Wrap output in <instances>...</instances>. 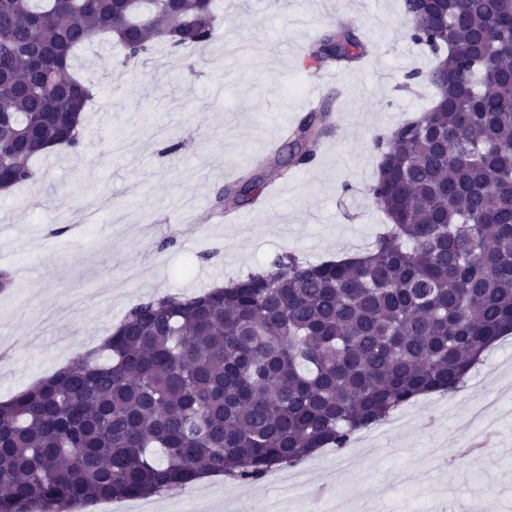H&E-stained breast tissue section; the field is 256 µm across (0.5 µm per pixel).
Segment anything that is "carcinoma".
I'll use <instances>...</instances> for the list:
<instances>
[{
	"label": "carcinoma",
	"mask_w": 512,
	"mask_h": 512,
	"mask_svg": "<svg viewBox=\"0 0 512 512\" xmlns=\"http://www.w3.org/2000/svg\"><path fill=\"white\" fill-rule=\"evenodd\" d=\"M411 40L434 65L415 120L378 137L369 194L389 220L368 251L267 270L195 295L132 306L101 348L0 403V512H77L89 502L169 494L204 473L255 482L416 397L452 393L512 332V0H448L416 14ZM111 35L138 62L216 36L214 0H0V191L33 159L79 144L89 94L75 50ZM366 44L350 27L309 49L320 66ZM324 113L310 111L272 157L226 184L217 206H249L314 162Z\"/></svg>",
	"instance_id": "obj_1"
}]
</instances>
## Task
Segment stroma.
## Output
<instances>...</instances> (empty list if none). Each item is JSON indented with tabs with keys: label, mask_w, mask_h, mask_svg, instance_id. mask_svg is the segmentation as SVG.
<instances>
[{
	"label": "stroma",
	"mask_w": 512,
	"mask_h": 512,
	"mask_svg": "<svg viewBox=\"0 0 512 512\" xmlns=\"http://www.w3.org/2000/svg\"><path fill=\"white\" fill-rule=\"evenodd\" d=\"M218 29L203 47L156 46L120 71L122 48L102 37L80 47L71 72L97 92L84 113L80 153L38 156V181L0 194V400L98 348L136 303L194 295L292 253L318 263L366 251L387 222L368 193L375 139L433 101L428 53L413 43L402 0H216ZM353 26L367 54L321 72L326 134L311 170L292 171L266 209L214 210L225 163L270 155L281 126L309 111L306 52L328 26ZM512 335L458 392L415 399L399 432L376 429L364 469L343 476L335 512H512ZM498 396L494 441L462 454L454 431ZM342 451L302 461L305 493L327 484ZM196 500L203 512H295L286 484L213 477L156 497L157 512Z\"/></svg>",
	"instance_id": "35a3bbf8"
}]
</instances>
